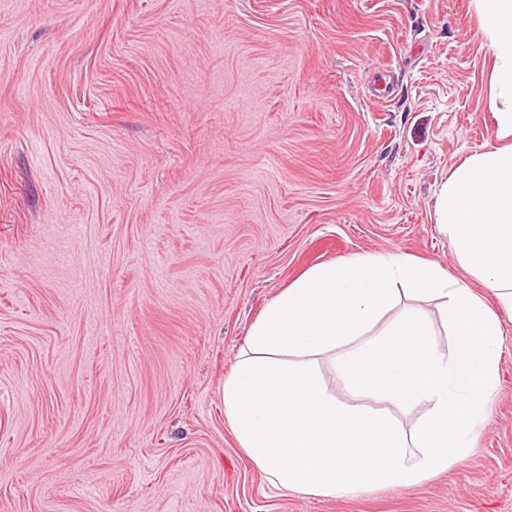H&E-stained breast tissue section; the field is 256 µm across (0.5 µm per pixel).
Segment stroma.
I'll return each mask as SVG.
<instances>
[{
    "label": "stroma",
    "mask_w": 512,
    "mask_h": 512,
    "mask_svg": "<svg viewBox=\"0 0 512 512\" xmlns=\"http://www.w3.org/2000/svg\"><path fill=\"white\" fill-rule=\"evenodd\" d=\"M472 0H0V512H512L483 431L409 490L268 486L222 387L313 267L397 253L495 141Z\"/></svg>",
    "instance_id": "35a3bbf8"
}]
</instances>
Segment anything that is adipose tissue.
<instances>
[{
    "instance_id": "ef3b65f1",
    "label": "adipose tissue",
    "mask_w": 512,
    "mask_h": 512,
    "mask_svg": "<svg viewBox=\"0 0 512 512\" xmlns=\"http://www.w3.org/2000/svg\"><path fill=\"white\" fill-rule=\"evenodd\" d=\"M494 58L488 107L495 142L453 168L437 226L484 296L434 262L399 254L313 268L274 296L224 380V420L265 481L325 498L372 487L408 490L469 453L487 416L512 312V0H473ZM452 336V351L436 334ZM339 353L350 390L337 400L318 359ZM421 410L404 430L390 405Z\"/></svg>"
}]
</instances>
